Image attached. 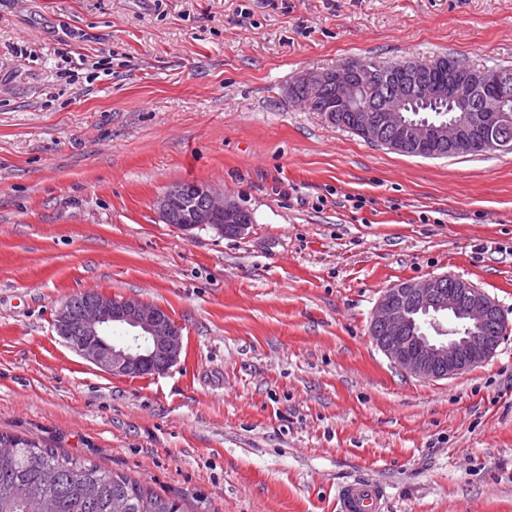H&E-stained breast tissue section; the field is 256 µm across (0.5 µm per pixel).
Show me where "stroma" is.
Returning <instances> with one entry per match:
<instances>
[{
  "label": "stroma",
  "mask_w": 512,
  "mask_h": 512,
  "mask_svg": "<svg viewBox=\"0 0 512 512\" xmlns=\"http://www.w3.org/2000/svg\"><path fill=\"white\" fill-rule=\"evenodd\" d=\"M107 63L66 84L63 55ZM512 65V0H0V431L189 512H512V150L411 156L289 95L354 58ZM223 189L244 235L155 198ZM450 275L509 331L447 379L375 344L379 297ZM97 290L165 310L182 351L112 375L57 336ZM188 195L198 198L199 205L186 215L180 209ZM156 209L165 224L190 235L191 230L209 228L224 237H238L252 222L251 215L235 200L209 184H196L190 188L179 183L170 185L156 199ZM249 221V224H247ZM340 512H381L383 495L368 481L345 484L339 491Z\"/></svg>",
  "instance_id": "stroma-1"
}]
</instances>
